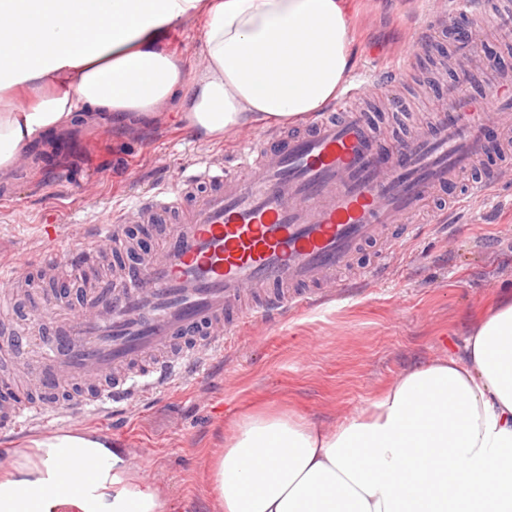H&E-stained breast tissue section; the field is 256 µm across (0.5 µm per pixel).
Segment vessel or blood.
<instances>
[{
  "instance_id": "vessel-or-blood-1",
  "label": "vessel or blood",
  "mask_w": 512,
  "mask_h": 512,
  "mask_svg": "<svg viewBox=\"0 0 512 512\" xmlns=\"http://www.w3.org/2000/svg\"><path fill=\"white\" fill-rule=\"evenodd\" d=\"M452 11L492 29L512 17V0H453ZM432 36L450 38L463 65L419 133H379L362 107L377 80L363 71L334 110L300 130L234 132L231 160L199 157L194 173L130 199L113 218L80 222L68 247L45 245L32 264L54 286L26 288V316L11 332L41 389L79 392L62 407L0 397V436L75 416L103 420L116 405L178 385L232 337L310 305L315 284L388 228L450 222L457 200L427 216L422 206L490 144L512 148V66L493 56L465 66L473 44L447 21L418 27V41ZM134 224L166 227L157 249L136 260L125 235ZM29 265L0 266V307L24 288Z\"/></svg>"
}]
</instances>
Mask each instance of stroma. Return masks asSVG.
<instances>
[{"mask_svg": "<svg viewBox=\"0 0 512 512\" xmlns=\"http://www.w3.org/2000/svg\"><path fill=\"white\" fill-rule=\"evenodd\" d=\"M448 0H353L356 43L353 67L381 72L412 55V71L386 87L380 111L395 99L410 109L395 120L404 130L427 119V72L437 47L411 50L413 27L424 10L441 17ZM192 19L164 43L192 72L205 67ZM233 142L204 143L179 128L169 101H158L149 121L123 128L78 122L74 130L23 153L22 164L0 176V264L37 253L46 220H95L116 212L137 192L166 183L173 168L198 154L230 159ZM482 167L498 181L486 202L468 201L454 223L421 224L382 254L364 250L357 269L323 305L299 310L287 321L260 326L228 343L206 373H189L181 387L113 413L109 425L77 422L129 453L130 473L175 500L177 512H213L204 482L209 458L221 451L235 421L257 408L293 412L331 426L366 405L417 363L463 347L468 328L498 289L512 285V158L492 152ZM23 210L25 223L15 221Z\"/></svg>", "mask_w": 512, "mask_h": 512, "instance_id": "obj_1", "label": "stroma"}]
</instances>
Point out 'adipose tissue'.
I'll list each match as a JSON object with an SVG mask.
<instances>
[{
  "instance_id": "ef3b65f1",
  "label": "adipose tissue",
  "mask_w": 512,
  "mask_h": 512,
  "mask_svg": "<svg viewBox=\"0 0 512 512\" xmlns=\"http://www.w3.org/2000/svg\"><path fill=\"white\" fill-rule=\"evenodd\" d=\"M203 21L189 73L162 43ZM94 27L91 38L79 36ZM310 34L300 50L302 34ZM0 174L84 110L122 125L156 102L198 140L285 126L335 99L351 68L348 0H0ZM25 99L16 108L17 99ZM87 471L63 487L61 468ZM218 512H512V290L460 351L407 370L333 427L242 416L205 475ZM0 512H170L125 449L51 434L0 470Z\"/></svg>"
}]
</instances>
